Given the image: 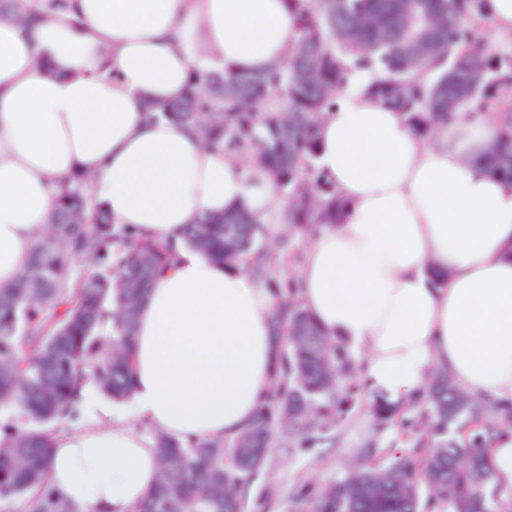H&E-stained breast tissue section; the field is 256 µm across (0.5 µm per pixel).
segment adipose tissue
I'll return each mask as SVG.
<instances>
[{
    "mask_svg": "<svg viewBox=\"0 0 512 512\" xmlns=\"http://www.w3.org/2000/svg\"><path fill=\"white\" fill-rule=\"evenodd\" d=\"M35 27L0 16V288L31 258L60 185L91 178L115 223L175 243L142 305L123 413L80 393L89 418L54 437L48 485L79 512H132L154 486V442L127 417L188 443L234 438L277 380L274 296L244 267L182 245L205 214L246 209L278 230L270 175L191 130L150 119L193 68L256 73L296 37L290 0H68ZM355 71L318 128L317 163L344 203L298 272L304 308L361 356L369 392L397 405L430 371L487 402H512V182L479 153L494 126L462 114L436 141L365 90ZM512 495V426L489 450Z\"/></svg>",
    "mask_w": 512,
    "mask_h": 512,
    "instance_id": "1",
    "label": "adipose tissue"
}]
</instances>
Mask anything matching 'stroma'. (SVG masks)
Instances as JSON below:
<instances>
[{
  "label": "stroma",
  "mask_w": 512,
  "mask_h": 512,
  "mask_svg": "<svg viewBox=\"0 0 512 512\" xmlns=\"http://www.w3.org/2000/svg\"><path fill=\"white\" fill-rule=\"evenodd\" d=\"M416 416L414 409L404 406L392 420L381 423L364 399L335 427L317 434L313 443L276 433L266 465L242 493L243 512H300V503L317 498L351 465L381 464L397 449L429 439L427 429L412 432L406 428V421Z\"/></svg>",
  "instance_id": "35a3bbf8"
}]
</instances>
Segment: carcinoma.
<instances>
[{"label":"carcinoma","instance_id":"1","mask_svg":"<svg viewBox=\"0 0 512 512\" xmlns=\"http://www.w3.org/2000/svg\"><path fill=\"white\" fill-rule=\"evenodd\" d=\"M482 0H293L298 36L287 60L253 74L192 70L182 98L151 117L198 128L228 156L268 170L288 201V232L336 224L341 204L317 165V129L355 70L384 72L366 87L402 112L420 137L458 112L495 119L496 140L468 158L512 181V44L488 47ZM22 25L30 0H0ZM50 232L39 239L13 285L0 288V512H78L46 483L53 436L41 425L72 412L92 381L125 400L133 388L140 307L173 259L175 245L141 239L94 201L79 176L65 180ZM262 227L245 209L206 214L185 244L213 262L250 265L274 290L270 314L279 377L252 423L232 439L183 444L156 433L155 486L134 512H242V492L264 466L277 427L323 432L349 411L360 389L345 383L347 353L267 270ZM96 270L79 277L74 260ZM37 423L22 427L15 411ZM431 439L382 467L354 466L315 499L313 512H512L491 484L487 449L512 403L489 404L460 391L451 375L429 379L424 410Z\"/></svg>","mask_w":512,"mask_h":512}]
</instances>
